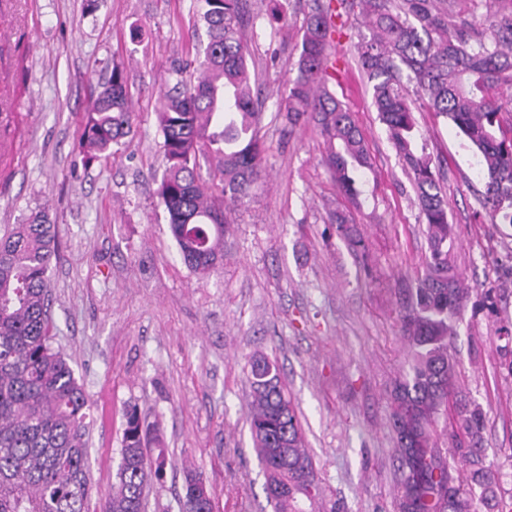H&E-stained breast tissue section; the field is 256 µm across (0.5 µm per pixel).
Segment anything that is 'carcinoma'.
<instances>
[{"mask_svg":"<svg viewBox=\"0 0 512 512\" xmlns=\"http://www.w3.org/2000/svg\"><path fill=\"white\" fill-rule=\"evenodd\" d=\"M335 1L356 6L367 17L371 33L356 46L358 63L426 224L425 271L402 318L408 369L391 394L396 447L408 469L400 512H500L495 474L482 448L481 409L461 405L465 440L450 449L451 462L441 460L434 436L452 389L448 336L470 294L449 257L454 227L434 160L419 147L408 88L434 116L460 130L484 179L482 207L491 221L512 224V112L497 97L501 87H512V10L495 12L488 39L472 23L456 20L455 0L315 3L279 116L289 129L311 116L325 144V166L339 190L356 202L370 156L362 132L328 86L330 43L344 34ZM203 2L200 19L208 41L201 49L192 47L174 69L175 85L159 94L155 106L166 160L158 200L183 262L200 277L223 260L224 238L232 231L229 203L255 188L265 159L251 52L241 32L247 0ZM133 121L127 79L116 64L84 116L86 161L130 135ZM203 162L210 168L208 182L200 174ZM330 220L351 248L362 247L344 213L336 211ZM57 247L56 226L45 212L23 224L0 226V512H90L89 397L64 355L52 347L48 272ZM250 386L249 426L268 502L274 512H288L298 494L316 502L318 496L309 491L312 458L277 363L254 359ZM147 444L137 410L127 411L122 463L106 512H141L152 467L163 463L160 455L150 460ZM453 465L465 477H451ZM197 475V469H186L184 499L192 504L190 512H213L210 489L193 485Z\"/></svg>","mask_w":512,"mask_h":512,"instance_id":"carcinoma-1","label":"carcinoma"}]
</instances>
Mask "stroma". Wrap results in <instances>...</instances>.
Listing matches in <instances>:
<instances>
[{"mask_svg":"<svg viewBox=\"0 0 512 512\" xmlns=\"http://www.w3.org/2000/svg\"><path fill=\"white\" fill-rule=\"evenodd\" d=\"M0 16V105L14 112L0 147V225L47 212L58 236L49 270L53 346L90 398L91 503L112 493L125 412L158 428L164 452L145 512H183L184 471L195 466L215 512H272L253 449L250 363L276 360L304 429L322 495L301 512H399L403 466L394 450L390 391L404 372L400 316L425 269V224L406 171L372 104L354 46L367 27L350 11L334 38L329 88L353 113L370 155L360 203L340 193L322 162L315 123L278 115L314 0H249L246 34L258 75L266 165L234 207L224 260L205 278L182 262L156 190L166 168L154 114L188 57L201 0H12ZM25 56L28 88L12 74ZM123 66L134 133L84 164V114ZM415 115L427 153L441 162L451 258L472 293L491 292L497 314L465 310L448 354L455 365L441 452L458 406L480 407L486 462L501 506L512 504V359L498 328L512 322V224H494L476 191L483 180L455 126L424 106ZM351 218L353 253L329 221Z\"/></svg>","mask_w":512,"mask_h":512,"instance_id":"35a3bbf8","label":"stroma"}]
</instances>
